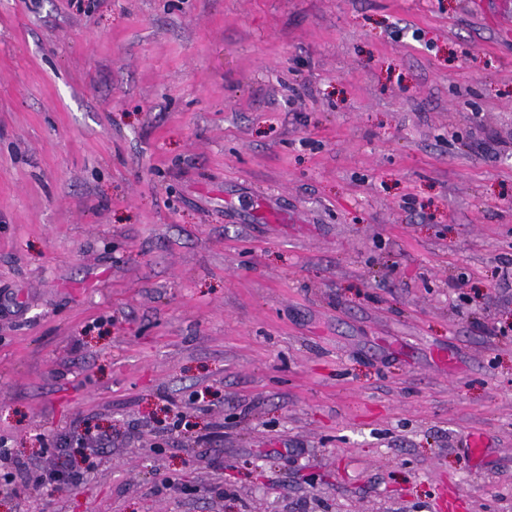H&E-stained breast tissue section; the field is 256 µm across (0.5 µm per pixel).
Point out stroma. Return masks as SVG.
Instances as JSON below:
<instances>
[{"mask_svg": "<svg viewBox=\"0 0 512 512\" xmlns=\"http://www.w3.org/2000/svg\"><path fill=\"white\" fill-rule=\"evenodd\" d=\"M510 265L512 0H0V512H512ZM11 447L8 445V439L0 435V480L7 484H13L16 490L25 493L31 489H43L53 486L57 476L63 475L70 480L76 479L78 473L72 470L69 462L57 464L43 470L32 468L27 462L18 456H13ZM2 462L8 463L7 471L2 469Z\"/></svg>", "mask_w": 512, "mask_h": 512, "instance_id": "obj_1", "label": "stroma"}]
</instances>
